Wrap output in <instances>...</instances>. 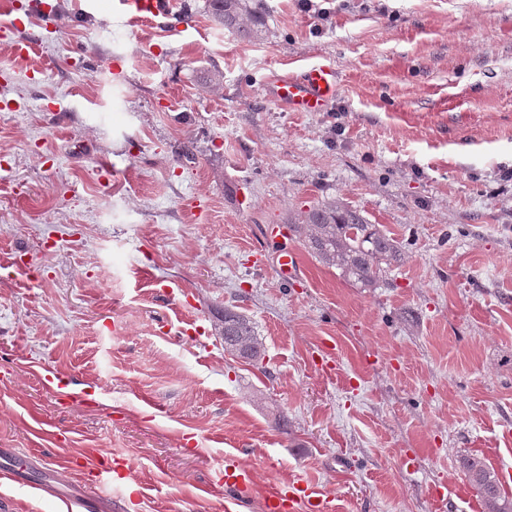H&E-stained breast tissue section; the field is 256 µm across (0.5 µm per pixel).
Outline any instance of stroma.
<instances>
[{
	"label": "stroma",
	"instance_id": "obj_1",
	"mask_svg": "<svg viewBox=\"0 0 512 512\" xmlns=\"http://www.w3.org/2000/svg\"><path fill=\"white\" fill-rule=\"evenodd\" d=\"M50 2L0 0V448L37 483L111 452V512H263L224 487L237 448L336 512H484L461 460L512 470V0H264L249 39L206 0L164 27ZM325 60L327 111L270 96ZM328 198L401 243L379 286L267 237ZM0 512L67 510L0 482ZM299 256L291 248H282L275 256L276 267L283 280L287 281L297 277L299 271ZM218 334L224 338V350L232 355L259 364L264 357L263 343L258 338L251 320L230 308H224Z\"/></svg>",
	"mask_w": 512,
	"mask_h": 512
}]
</instances>
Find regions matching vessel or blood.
Returning a JSON list of instances; mask_svg holds the SVG:
<instances>
[{"mask_svg": "<svg viewBox=\"0 0 512 512\" xmlns=\"http://www.w3.org/2000/svg\"><path fill=\"white\" fill-rule=\"evenodd\" d=\"M117 11L139 14L155 20L167 15L166 0H117ZM337 91L336 71L330 63L318 62L294 75H282L272 81V93L281 103L296 112H323L334 101ZM276 267L283 280L296 278L299 256L291 248H282L275 256ZM90 481L79 482L76 491L43 485V492L53 493L66 503L69 512H101L102 490L112 483V457L101 456ZM224 486L236 493H244L254 486V477L238 454L224 456ZM263 512H334L329 495L318 484L304 475L292 474L287 479L263 488Z\"/></svg>", "mask_w": 512, "mask_h": 512, "instance_id": "vessel-or-blood-1", "label": "vessel or blood"}]
</instances>
